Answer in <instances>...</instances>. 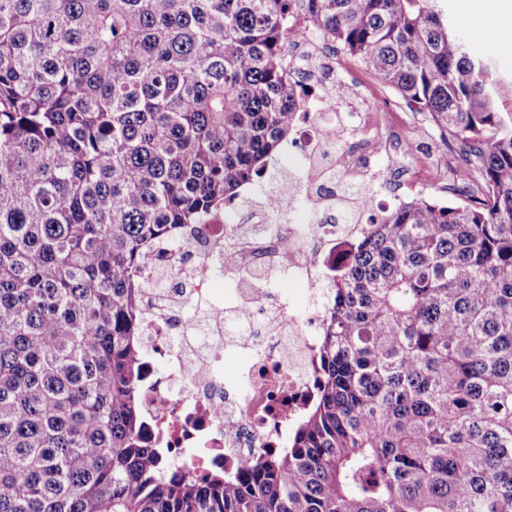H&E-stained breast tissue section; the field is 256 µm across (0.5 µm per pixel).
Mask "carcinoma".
<instances>
[{
	"mask_svg": "<svg viewBox=\"0 0 512 512\" xmlns=\"http://www.w3.org/2000/svg\"><path fill=\"white\" fill-rule=\"evenodd\" d=\"M437 0H0V512H512V121ZM303 20L460 142L473 198L372 220L315 400L236 475L139 406L152 256L268 180Z\"/></svg>",
	"mask_w": 512,
	"mask_h": 512,
	"instance_id": "obj_1",
	"label": "carcinoma"
}]
</instances>
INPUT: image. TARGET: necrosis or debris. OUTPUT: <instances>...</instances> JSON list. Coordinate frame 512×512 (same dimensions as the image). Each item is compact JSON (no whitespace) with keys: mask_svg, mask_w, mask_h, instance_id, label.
Segmentation results:
<instances>
[{"mask_svg":"<svg viewBox=\"0 0 512 512\" xmlns=\"http://www.w3.org/2000/svg\"><path fill=\"white\" fill-rule=\"evenodd\" d=\"M335 59L308 31L288 44L303 92L292 141L300 175L274 184L254 223L208 218L153 267L168 287L144 295L140 399L151 442L173 468L239 471L252 455L285 447L313 399L331 269L379 211L375 187L403 169L406 152L385 113L343 112L327 68ZM375 157L387 166L372 167ZM215 263L237 283L229 311L212 302ZM277 276L297 290L272 304L265 286ZM240 356L247 365L232 393L224 364Z\"/></svg>","mask_w":512,"mask_h":512,"instance_id":"4bbe7bcc","label":"necrosis or debris"}]
</instances>
